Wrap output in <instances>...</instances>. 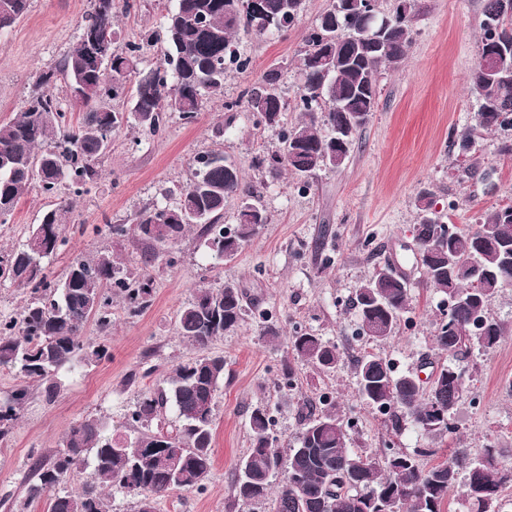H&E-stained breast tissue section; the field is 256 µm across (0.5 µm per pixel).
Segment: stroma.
Instances as JSON below:
<instances>
[{
  "label": "stroma",
  "instance_id": "1",
  "mask_svg": "<svg viewBox=\"0 0 512 512\" xmlns=\"http://www.w3.org/2000/svg\"><path fill=\"white\" fill-rule=\"evenodd\" d=\"M331 2L305 0L287 32L241 37L238 50L251 58V69L228 72L223 97L209 102L194 122L174 114L162 133L152 136L131 124L113 136L100 178L73 199L68 245L45 260L44 272L58 280L76 254L107 248L120 254L134 275L152 277V302L132 315L113 300L110 333L101 334L92 321L83 331L84 341L107 347L108 358L62 369V388L54 401L35 395L24 406L10 435L0 440V512L19 506L47 512V499H27L33 462L55 454L68 429L87 418L105 420L115 437H123V417L141 394L174 366L203 352L223 355L227 362L216 396L213 468L203 490L172 492L159 501L157 512H225L237 464L250 447L251 410H273L285 454L294 445L300 407L324 393L337 397L341 415L351 421L355 450L381 454L391 448L411 454L429 448L439 460L459 448L477 455L491 445L504 464L512 465V288L490 307L506 328L498 345L471 349L454 362L471 393L455 408L456 428L445 438L429 440L408 423L392 430L386 416L358 398L353 366L357 357L371 352L406 370L434 353L433 336L445 312L439 294L422 287L423 274L415 268L419 192L431 191L444 221L464 231L481 214L512 203V158L499 151L501 142L512 138V128L477 131L464 159L453 138L477 124L478 102L466 76L478 59L483 0H417L412 46L398 68L381 69L378 107L346 164L318 172L306 192L291 178L263 185L268 222L235 259L213 261L192 230L175 247L174 263L162 258L149 263L134 236L118 242L103 232L108 224H132L143 207L174 204L201 152H224L243 170L247 184L258 183L254 160L276 136L255 128L234 103L273 67L282 73L284 98L295 101L304 39ZM115 4L116 47L121 50L144 30L161 29L176 2L137 0L129 11L124 0ZM89 9L90 0H31L25 16L0 33V120L20 111L39 71L76 44ZM484 172L491 174L494 190L481 181ZM51 204L39 187H32L8 222L0 224V255L25 243ZM388 259L397 260L412 278L411 309L393 339L366 342L354 334L358 316L351 300L360 282ZM228 280L241 283L288 328L336 342L343 358L335 371L326 374L299 363L296 388L275 390L290 348L284 338L268 341L254 314L236 333L203 349L178 336L176 315L196 289Z\"/></svg>",
  "mask_w": 512,
  "mask_h": 512
}]
</instances>
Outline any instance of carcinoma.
<instances>
[{
  "instance_id": "obj_1",
  "label": "carcinoma",
  "mask_w": 512,
  "mask_h": 512,
  "mask_svg": "<svg viewBox=\"0 0 512 512\" xmlns=\"http://www.w3.org/2000/svg\"><path fill=\"white\" fill-rule=\"evenodd\" d=\"M30 0H0V31L12 27L29 9ZM305 0H262L265 21L250 17L244 0H176L159 30L118 51L107 43L112 67L96 64L99 44L115 36L114 9H91L81 25L75 46L55 65L39 73L35 90L21 111L0 122V223H6L33 184L57 198L46 210L29 238H39L41 251L23 246L0 261V277L29 292L19 318L0 320V368L41 387L53 401L62 384L59 370L78 359L109 356L99 344L88 349L80 342L86 323L94 319L100 330L112 326L108 311L111 292H118L125 309L138 314L146 309L154 291L153 279L133 278L120 257L105 249L92 257H73L61 278L51 281L42 261L66 245L64 226L73 202L59 196L62 180L73 193L95 182L99 162L109 149L104 131L114 135L128 117L108 107V101L133 83L134 121L151 134L177 113L193 122L205 103L224 95L228 69H249L251 61L236 48L239 36L263 39L288 30L304 9ZM416 5L408 13L377 12L387 20L381 30L368 29L359 7L345 10L336 0L317 19L306 36L301 57L303 85L295 109L301 117L292 125L284 120L288 103L279 91L281 73L265 72L259 85L244 95V111L253 125L272 129L275 148L258 160L265 179L277 180L286 171L306 185L317 172L341 168L359 141L369 116L377 109V81L382 66L396 67L412 43L411 23ZM478 61L468 75L479 109L476 128L458 135L473 142L475 129L493 131L512 127V0H484ZM158 62L141 67L146 50ZM84 115L73 126L62 109L58 85ZM241 197L236 224L224 226V203ZM432 193L418 197L415 242L423 285L445 295L453 305L456 330L441 323L434 336L442 354L456 356L471 347H495L504 326L490 313L496 297L512 287V236H492L487 228L504 223L512 204L481 216L477 228L464 232L432 209ZM268 221L261 192L243 182L240 168L222 152L210 151L194 159L192 177L172 206L146 207L135 215L133 232L147 247L145 261L170 255L188 228H198L212 259H230L242 251ZM484 273L483 289L470 291L476 271ZM410 283L404 273L386 262L375 268L355 292L359 339L382 343L393 337L410 310ZM240 283L226 281L204 286L178 312L176 331L183 339L205 346L234 333L249 307ZM481 314V334L470 320ZM293 359L323 372L341 360L336 343L301 333L289 338ZM222 356L201 355L177 365L155 389L143 393L123 422L128 436L112 439L106 421L85 419L65 433L62 449L48 460L34 463V482L28 503L69 481L78 469H89L81 489L51 498L50 512H106L103 490L135 485L141 501L153 503L175 490L200 488L213 466V427L216 392L224 380ZM357 394L372 408L389 416L398 429L411 421L428 438L451 431L450 415L467 395L462 373L446 363L436 365V378L423 380L418 369L396 370L379 355L356 359ZM30 398L26 388L0 400V439L6 438ZM322 409L305 404L295 446L284 458L278 449L275 420L266 408L249 417L251 448L240 460L228 491L234 512H447L451 490L464 478L468 512H499L501 492L512 486V468L498 462L492 449L473 456L457 450L437 463H425L429 454L392 451L388 454L355 452L348 448L350 422L336 412L335 401L323 395ZM173 407L176 424L165 427L162 412ZM178 456L170 470L160 463L165 452Z\"/></svg>"
}]
</instances>
